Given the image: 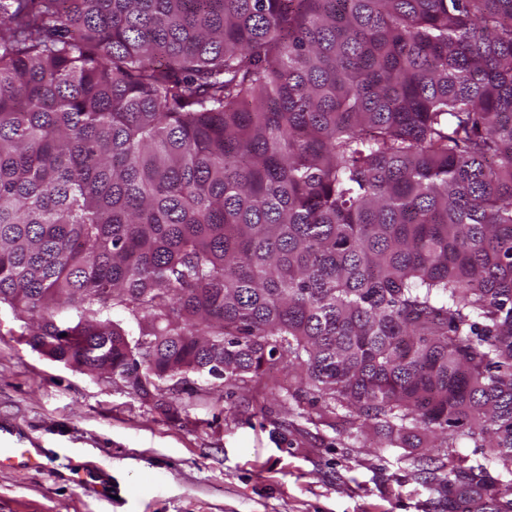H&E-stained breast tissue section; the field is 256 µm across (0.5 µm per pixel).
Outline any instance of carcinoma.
I'll return each mask as SVG.
<instances>
[{
    "label": "carcinoma",
    "instance_id": "carcinoma-1",
    "mask_svg": "<svg viewBox=\"0 0 512 512\" xmlns=\"http://www.w3.org/2000/svg\"><path fill=\"white\" fill-rule=\"evenodd\" d=\"M2 305L141 398L282 361L512 512L458 452L512 473V0H0Z\"/></svg>",
    "mask_w": 512,
    "mask_h": 512
}]
</instances>
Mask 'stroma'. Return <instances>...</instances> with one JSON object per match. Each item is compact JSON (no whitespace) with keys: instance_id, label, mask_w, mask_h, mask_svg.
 <instances>
[{"instance_id":"35a3bbf8","label":"stroma","mask_w":512,"mask_h":512,"mask_svg":"<svg viewBox=\"0 0 512 512\" xmlns=\"http://www.w3.org/2000/svg\"><path fill=\"white\" fill-rule=\"evenodd\" d=\"M22 312L0 308V421L48 448L36 470L0 471V512H448L413 476L416 454L379 449L319 418L281 362L242 388L190 376L142 399L49 359Z\"/></svg>"}]
</instances>
